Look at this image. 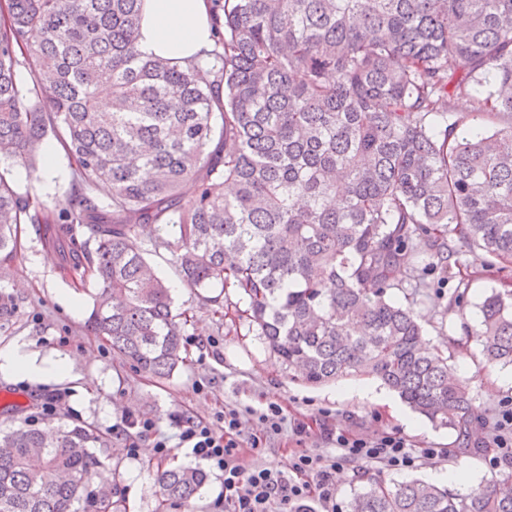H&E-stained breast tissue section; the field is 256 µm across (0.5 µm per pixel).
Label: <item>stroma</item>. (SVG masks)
<instances>
[{"instance_id":"1","label":"stroma","mask_w":512,"mask_h":512,"mask_svg":"<svg viewBox=\"0 0 512 512\" xmlns=\"http://www.w3.org/2000/svg\"><path fill=\"white\" fill-rule=\"evenodd\" d=\"M0 172L11 181L19 194L33 193L48 207L77 204L74 169L65 150L57 152V171H24L22 165L5 164ZM145 258L153 264L167 283L173 284L172 295L177 310L186 312L184 328L186 360L172 376L159 379L137 372L120 359L101 338L86 326L92 308L93 280H79L64 266L57 250L45 244L34 225L23 226L17 252L10 263L0 264V304L7 315L0 317V347L25 343L38 358L68 359L71 378L62 383H39L0 376V392L24 393L28 405L23 411L6 418V425L25 424L44 427L50 419L76 418L107 433L106 446L95 454L102 466L98 476L116 478L123 499L122 512H220L217 501L224 478L214 471L203 494L192 508L160 505L155 483L157 469L194 464L188 449L177 448L166 459L157 458L152 438L136 432L114 434L125 414L158 421L161 430L174 432V417L190 416L202 421L227 406L266 403L279 404L287 418L300 419L310 426L330 420L337 428L352 434L369 436L392 432L406 439L414 448H457L461 440L456 431L429 421L410 409L394 391L385 390L381 381L349 378L322 386H307L293 378L292 370L266 348L255 328L239 320L234 310L239 295L226 289L229 306L223 316H215L209 302L196 291L181 286L171 254L155 247L154 241L141 237ZM452 247L470 278V290L460 311L447 312L448 298L456 283L441 279L439 273L428 274L424 299L417 310L422 316L424 340L429 345L453 350L452 365L463 379L472 398L474 421L480 436L491 430L500 402L512 398V386L503 385L501 367L482 363L481 348L469 337L479 318V305L485 295L501 288L506 274L486 270L475 261L468 247L453 241ZM69 295L79 303L78 312L67 311L60 302ZM359 387L382 392L379 403L372 404L356 395ZM57 397L54 415L42 411L49 397ZM136 442V455H128L126 446ZM322 447L319 436L297 441L291 431L267 438L257 457L258 463L284 470L289 454L297 445ZM469 471L474 482L495 476L488 455L466 454L457 461L432 460L409 471L380 470L389 483L427 479L433 471Z\"/></svg>"}]
</instances>
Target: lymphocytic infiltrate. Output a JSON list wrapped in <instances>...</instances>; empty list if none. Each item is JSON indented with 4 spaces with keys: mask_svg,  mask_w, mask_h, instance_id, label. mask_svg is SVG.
Returning a JSON list of instances; mask_svg holds the SVG:
<instances>
[{
    "mask_svg": "<svg viewBox=\"0 0 512 512\" xmlns=\"http://www.w3.org/2000/svg\"><path fill=\"white\" fill-rule=\"evenodd\" d=\"M257 418L263 436L246 434L248 418ZM123 429H135L154 438L155 452L167 457L173 447L190 449L198 463L224 475L220 498L224 512H336L334 474L337 466L376 464L394 471L413 470L425 461L446 457L444 448H412L397 435L382 433L364 438L322 425L321 437L329 452L302 448L292 452L287 470H273L257 463L247 464L243 452L258 454L264 436L290 428L297 437L309 427L288 420L281 406L269 402L261 408L227 407L215 414L213 422L178 420L176 435L162 432L157 421L124 417Z\"/></svg>",
    "mask_w": 512,
    "mask_h": 512,
    "instance_id": "f902f5d3",
    "label": "lymphocytic infiltrate"
}]
</instances>
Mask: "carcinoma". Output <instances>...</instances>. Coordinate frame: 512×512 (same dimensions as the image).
Here are the masks:
<instances>
[{"instance_id":"carcinoma-1","label":"carcinoma","mask_w":512,"mask_h":512,"mask_svg":"<svg viewBox=\"0 0 512 512\" xmlns=\"http://www.w3.org/2000/svg\"><path fill=\"white\" fill-rule=\"evenodd\" d=\"M141 5L0 8V164L36 170L51 132L80 182L78 206L55 213L0 172V263L21 225H37L97 283L89 330L166 378L184 362L187 319L143 256L146 234L189 288L236 289L238 318L303 383L376 378L470 438L467 385L426 346L416 307L422 274L451 268L454 239L487 267L512 265V0H212L206 65L143 53ZM420 235L425 257L412 251ZM405 287L402 302L388 295ZM468 287L459 276L448 310ZM480 314L486 364L512 365V290ZM106 441L81 422L1 427L0 512H80L91 449ZM207 479L200 466L157 475L162 501L187 508ZM95 504L117 512L113 487ZM350 512H512V476L464 492L373 478Z\"/></svg>"}]
</instances>
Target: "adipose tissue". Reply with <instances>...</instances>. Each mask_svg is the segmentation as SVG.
Listing matches in <instances>:
<instances>
[{
    "label": "adipose tissue",
    "mask_w": 512,
    "mask_h": 512,
    "mask_svg": "<svg viewBox=\"0 0 512 512\" xmlns=\"http://www.w3.org/2000/svg\"><path fill=\"white\" fill-rule=\"evenodd\" d=\"M140 45L150 55L205 61L214 43L207 0H143ZM0 374L40 382L69 379L67 362L37 359L23 346L0 348Z\"/></svg>",
    "instance_id": "ef3b65f1"
}]
</instances>
